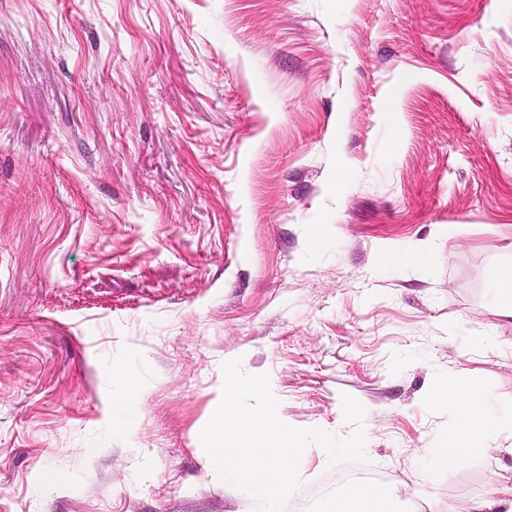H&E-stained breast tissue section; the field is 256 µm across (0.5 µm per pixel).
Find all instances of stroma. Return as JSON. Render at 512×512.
I'll return each mask as SVG.
<instances>
[{"label":"stroma","mask_w":512,"mask_h":512,"mask_svg":"<svg viewBox=\"0 0 512 512\" xmlns=\"http://www.w3.org/2000/svg\"><path fill=\"white\" fill-rule=\"evenodd\" d=\"M494 259L512 0H0V512H256L199 439L236 357L292 426L361 402L360 468L408 504H467L512 431L429 479L426 395L512 421ZM350 468L309 446L286 512Z\"/></svg>","instance_id":"35a3bbf8"}]
</instances>
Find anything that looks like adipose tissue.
I'll return each mask as SVG.
<instances>
[{
  "label": "adipose tissue",
  "mask_w": 512,
  "mask_h": 512,
  "mask_svg": "<svg viewBox=\"0 0 512 512\" xmlns=\"http://www.w3.org/2000/svg\"><path fill=\"white\" fill-rule=\"evenodd\" d=\"M429 400L447 404L456 416L454 424L427 449L421 459L430 478L468 459L489 455L505 425L490 409L486 395L475 386L456 382L437 385ZM401 495L393 485L373 481L337 491L327 512H399Z\"/></svg>",
  "instance_id": "adipose-tissue-1"
}]
</instances>
